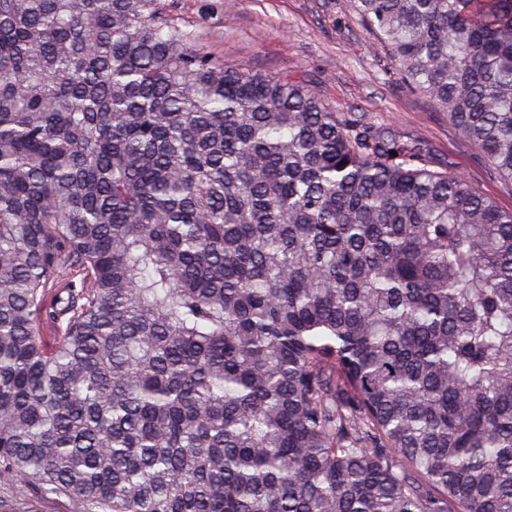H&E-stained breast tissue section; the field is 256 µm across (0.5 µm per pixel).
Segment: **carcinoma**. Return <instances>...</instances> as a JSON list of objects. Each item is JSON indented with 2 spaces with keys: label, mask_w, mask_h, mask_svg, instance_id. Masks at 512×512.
<instances>
[{
  "label": "carcinoma",
  "mask_w": 512,
  "mask_h": 512,
  "mask_svg": "<svg viewBox=\"0 0 512 512\" xmlns=\"http://www.w3.org/2000/svg\"><path fill=\"white\" fill-rule=\"evenodd\" d=\"M355 3L512 179V0ZM192 41L162 0H0V481L84 512H512V211Z\"/></svg>",
  "instance_id": "obj_1"
}]
</instances>
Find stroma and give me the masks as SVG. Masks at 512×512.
Here are the masks:
<instances>
[{
    "label": "stroma",
    "instance_id": "1",
    "mask_svg": "<svg viewBox=\"0 0 512 512\" xmlns=\"http://www.w3.org/2000/svg\"><path fill=\"white\" fill-rule=\"evenodd\" d=\"M169 16L230 65L301 77L334 111L353 112L424 141L434 162L464 175L480 195L512 211V181L495 175L426 97L412 91L393 57L358 15L354 0H165ZM19 512H78L67 497L18 480L0 497Z\"/></svg>",
    "mask_w": 512,
    "mask_h": 512
}]
</instances>
